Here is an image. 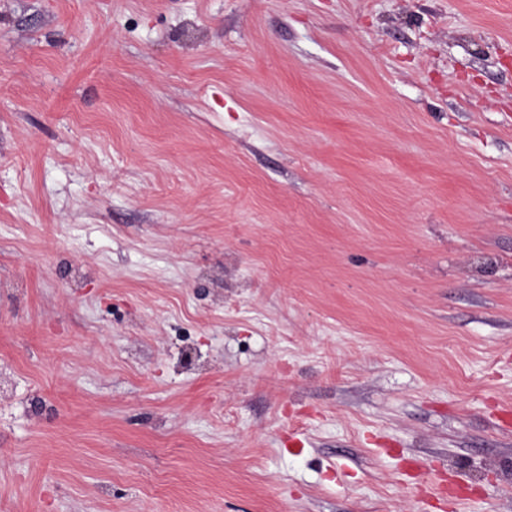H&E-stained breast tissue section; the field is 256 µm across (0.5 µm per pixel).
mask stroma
Masks as SVG:
<instances>
[{"label": "stroma", "mask_w": 512, "mask_h": 512, "mask_svg": "<svg viewBox=\"0 0 512 512\" xmlns=\"http://www.w3.org/2000/svg\"><path fill=\"white\" fill-rule=\"evenodd\" d=\"M0 512H512V0H0Z\"/></svg>", "instance_id": "1"}]
</instances>
